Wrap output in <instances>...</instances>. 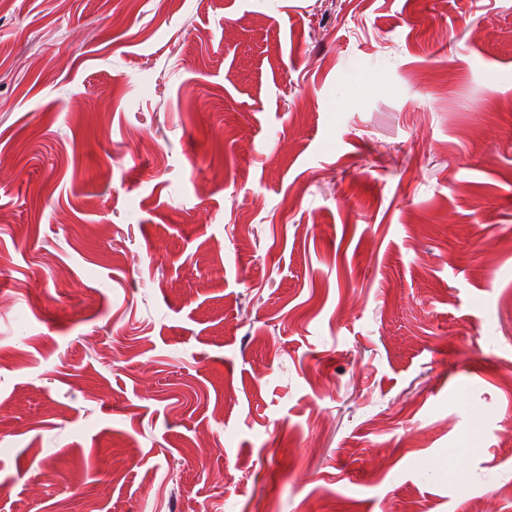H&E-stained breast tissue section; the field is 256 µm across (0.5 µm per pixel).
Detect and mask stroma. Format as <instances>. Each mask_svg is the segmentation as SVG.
Here are the masks:
<instances>
[{
  "label": "stroma",
  "mask_w": 512,
  "mask_h": 512,
  "mask_svg": "<svg viewBox=\"0 0 512 512\" xmlns=\"http://www.w3.org/2000/svg\"><path fill=\"white\" fill-rule=\"evenodd\" d=\"M511 434L512 0H0V512H512Z\"/></svg>",
  "instance_id": "stroma-1"
}]
</instances>
